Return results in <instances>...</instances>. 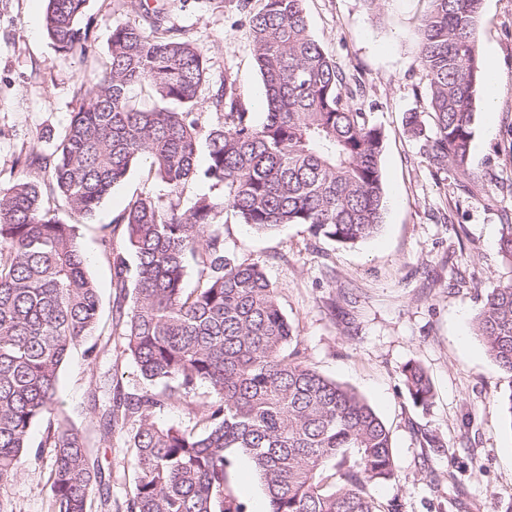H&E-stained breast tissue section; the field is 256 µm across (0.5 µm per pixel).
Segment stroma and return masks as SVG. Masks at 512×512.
Segmentation results:
<instances>
[{
    "label": "stroma",
    "mask_w": 512,
    "mask_h": 512,
    "mask_svg": "<svg viewBox=\"0 0 512 512\" xmlns=\"http://www.w3.org/2000/svg\"><path fill=\"white\" fill-rule=\"evenodd\" d=\"M165 9L171 25L203 49L208 78L198 91L202 125L215 123L213 84L232 76L255 119H262L260 76L248 18L238 0H145ZM428 0H306L311 31L325 52L362 89L356 105L381 127L387 203L379 234L355 246L313 237L289 224L258 234L224 226V252L257 261L277 288L307 363L361 393L392 433L400 480L377 486L382 504L401 512H498L512 502V424L504 399L512 383L488 357L472 319L489 289L512 278L499 255L501 227L512 224V0H483L478 22L481 56H493L501 76L495 107L478 100L471 175L434 172L420 141L404 131L411 112L427 109L418 63L417 23ZM45 0H0V187L29 152L51 154L76 106L75 92L108 60L115 24L135 22L117 0H90L81 20L88 57L62 56L45 26ZM163 184L138 161L102 200L93 219L60 211L78 225L88 270L101 297L91 361L87 343L74 346L61 368L57 396L88 439L91 457L111 473L114 500H123L133 472L127 434L100 439L90 392L110 375L113 390L141 392L139 369L118 326L101 227L135 197L157 198ZM428 372L434 396L415 405L403 382L407 362ZM432 436L435 446L423 445ZM48 461H28L6 490L16 512H48ZM456 474L460 491L448 492Z\"/></svg>",
    "instance_id": "35a3bbf8"
}]
</instances>
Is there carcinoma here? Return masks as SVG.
<instances>
[{"label": "carcinoma", "instance_id": "cac0c4a2", "mask_svg": "<svg viewBox=\"0 0 512 512\" xmlns=\"http://www.w3.org/2000/svg\"><path fill=\"white\" fill-rule=\"evenodd\" d=\"M87 2L47 0L45 28L65 56L89 54L79 26ZM257 2L240 7L261 76V122L226 76L209 97L220 121L203 129L194 109L204 52L164 26L162 10L122 0L141 23L112 28L108 63L89 88H78L55 151L25 156L21 174L0 188V490L28 459L47 457L49 512H112L84 433L57 407L60 369L71 348L94 335L100 297L77 225L51 203L90 218L145 159L166 194L130 200L101 237L112 285L130 301L121 320L126 351L146 384L110 398L101 413L102 440L126 426L133 453L134 484L117 510L246 512L231 481L240 453L261 477L268 512H382L372 488L398 479L385 423L299 349L285 353L295 335L276 288L260 263L224 254L230 217L257 232L304 224L316 237L353 245L378 233L385 208L383 132L353 108L355 90L312 35L305 0ZM429 2L418 62L431 125L413 112L406 129L424 142L435 171L466 174L484 87L483 0ZM135 85L151 98L129 96ZM36 169L48 177L31 176ZM201 177L217 192L186 199ZM112 227L122 228L125 250L112 248ZM499 253L512 266V224L502 225ZM191 260L198 284L188 292ZM473 328L512 378V278L487 294ZM403 377L414 403L428 404L424 367L410 361ZM200 385L210 394L200 429L157 421L171 398Z\"/></svg>", "mask_w": 512, "mask_h": 512}]
</instances>
